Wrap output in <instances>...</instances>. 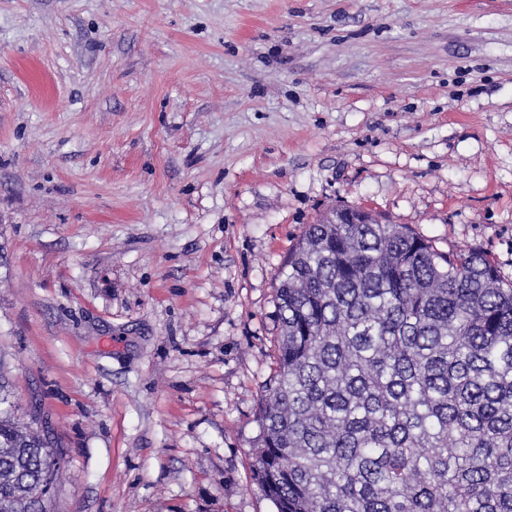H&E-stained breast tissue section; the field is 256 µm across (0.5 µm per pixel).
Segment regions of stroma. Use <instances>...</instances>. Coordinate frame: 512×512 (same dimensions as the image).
Here are the masks:
<instances>
[{"label":"stroma","mask_w":512,"mask_h":512,"mask_svg":"<svg viewBox=\"0 0 512 512\" xmlns=\"http://www.w3.org/2000/svg\"><path fill=\"white\" fill-rule=\"evenodd\" d=\"M339 205L512 281V0H0V381L54 512H276L275 286Z\"/></svg>","instance_id":"1"}]
</instances>
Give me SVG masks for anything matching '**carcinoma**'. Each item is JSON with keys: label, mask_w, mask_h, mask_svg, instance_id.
I'll list each match as a JSON object with an SVG mask.
<instances>
[{"label": "carcinoma", "mask_w": 512, "mask_h": 512, "mask_svg": "<svg viewBox=\"0 0 512 512\" xmlns=\"http://www.w3.org/2000/svg\"><path fill=\"white\" fill-rule=\"evenodd\" d=\"M252 479L276 512H512V282L406 224L308 225ZM0 383V512H51L62 453Z\"/></svg>", "instance_id": "1"}]
</instances>
